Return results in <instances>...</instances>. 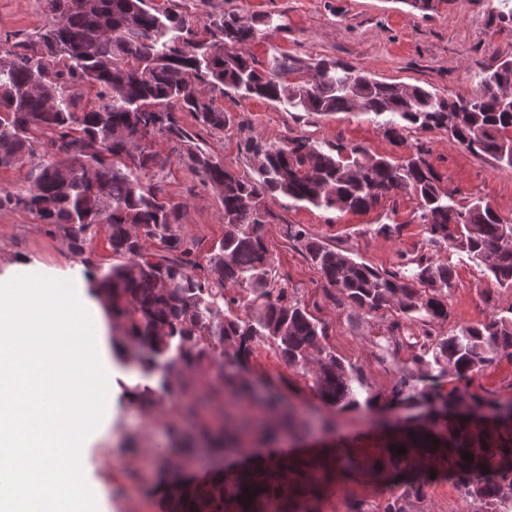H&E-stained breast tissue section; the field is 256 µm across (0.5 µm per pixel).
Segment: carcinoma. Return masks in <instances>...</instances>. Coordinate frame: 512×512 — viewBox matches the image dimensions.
I'll return each mask as SVG.
<instances>
[{
    "mask_svg": "<svg viewBox=\"0 0 512 512\" xmlns=\"http://www.w3.org/2000/svg\"><path fill=\"white\" fill-rule=\"evenodd\" d=\"M51 15L36 38L0 43V169L29 165L23 192L0 188V210L39 217L63 229L68 248L82 256L107 226V248L116 263L98 278L97 290L112 313L116 358L145 372H162L159 393L172 396L169 375L178 366L216 369L229 398L253 395L240 372L260 338L289 366L311 373L314 393L341 410L372 406L353 386L357 369L324 343L326 328L288 288L274 267L263 227L267 200L337 211L367 212L402 193L418 201L430 250L451 249L474 262L501 288H512V218L480 199L462 203L441 186L420 142L409 156L391 160L361 145H323L296 137L288 142H245L253 175L240 176L196 148L192 159L224 203V237L199 263L194 245L180 234L181 209L147 178L161 171L150 136L181 143L191 135L178 113L190 112L204 128L223 129L230 116L217 96L277 102L297 111L371 115L395 140L412 131L444 130L458 147L512 167V56L479 75L467 107L417 85L379 80L334 61H303L286 54L258 62L251 46L283 29L268 13H225L198 24L174 2L163 11L150 0H47ZM95 90L92 107L79 89ZM304 246L331 296L349 314L385 310L394 319L377 359L398 361L401 348L418 349L416 370L397 367L393 398L425 418L388 449L394 471L426 462L446 464L448 482L470 512H512V422L482 424L466 417L439 418L442 400L464 401V386L502 355L512 356V306L478 324L436 331L448 315L444 300L455 265L428 255L401 258L379 270L353 251L288 227ZM458 385L445 390L443 380ZM262 413L243 420L260 429L277 410L269 396ZM405 447L406 453L396 454ZM473 461L464 460L466 455ZM281 461L263 470L191 489L178 512H273L291 501L293 488ZM412 479L378 506V512H411L425 495Z\"/></svg>",
    "mask_w": 512,
    "mask_h": 512,
    "instance_id": "1",
    "label": "carcinoma"
}]
</instances>
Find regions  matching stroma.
Returning <instances> with one entry per match:
<instances>
[{
    "mask_svg": "<svg viewBox=\"0 0 512 512\" xmlns=\"http://www.w3.org/2000/svg\"><path fill=\"white\" fill-rule=\"evenodd\" d=\"M182 10L200 20L232 11L242 15L271 12L282 16V32L260 38L252 51L259 61L287 53L308 62L333 60L370 73L375 78L419 85L448 98L472 96L479 73L512 55V23L500 21L498 0H440L436 11L412 10L402 0H178ZM48 20L46 0H0V39L34 35ZM217 103L230 117L221 130L199 126L190 113L182 124L199 137L200 145L225 169L241 176L252 170L244 144L251 138L306 137L322 143L358 144L372 154L393 160L407 156L410 144L385 136L368 115L339 112L306 114L260 99L228 94ZM428 142V161L459 198H482L503 216L512 217V168L487 156L454 145L445 131H419ZM153 152L164 161L160 183L163 196L182 209V233L195 245L197 261L224 234V206L218 193L195 168L185 146L166 136L150 137ZM273 213L263 235L275 269L313 316L327 328L325 343L344 362L359 369L365 389L376 397L373 409L342 411L322 401L311 389L312 378L285 364L274 348L256 342L246 370L260 387L271 389L284 406L295 409L304 425L296 433L269 440L240 430L247 403H230L212 393L213 372L178 367L172 379L186 387L184 395L144 406L126 401L132 388H157L158 375H144L136 366L113 364L112 392L116 406L89 437L84 475L103 487L102 512H168L169 485L209 484L218 474L244 469L272 453L291 456L298 469L314 468L319 490L299 497L309 512H344L343 502L361 512H376L379 504L401 491L393 471L378 468L397 435L384 425L383 415L395 382L394 367L375 357L374 343L386 335V313L348 316L337 308L325 281L286 227L301 225L309 236L358 253L368 264L388 270L400 254L426 252L425 225L417 217L414 196L399 195L367 212L296 208L287 199L269 200ZM390 224V233L378 230ZM22 257L36 266L63 272L83 270V258L67 248L62 231L39 218L0 210V273L6 263ZM512 306V288L498 287L476 264L456 267L448 294V318L439 322L448 333L462 324L484 321L492 311ZM471 394L512 402V358H501L474 377ZM228 429L239 449L215 456L204 438L210 430ZM436 480L412 512H466L457 489L442 478V463H434Z\"/></svg>",
    "mask_w": 512,
    "mask_h": 512,
    "instance_id": "obj_1",
    "label": "stroma"
}]
</instances>
